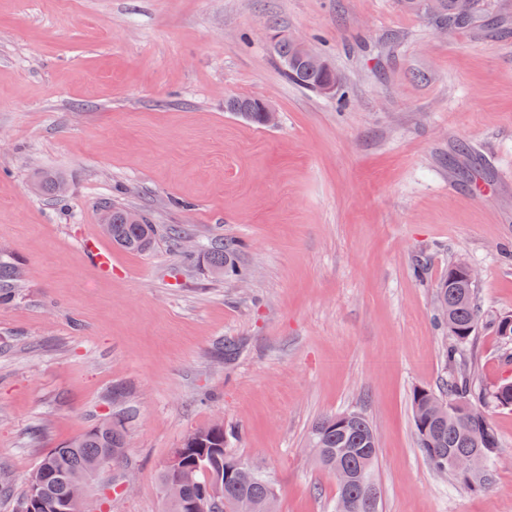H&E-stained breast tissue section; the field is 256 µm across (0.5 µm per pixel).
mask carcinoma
<instances>
[{
  "label": "carcinoma",
  "mask_w": 512,
  "mask_h": 512,
  "mask_svg": "<svg viewBox=\"0 0 512 512\" xmlns=\"http://www.w3.org/2000/svg\"><path fill=\"white\" fill-rule=\"evenodd\" d=\"M443 8L434 14L437 22L448 27H468L479 21L482 0H472L471 15L457 17L455 0H442ZM275 53L285 77L308 90L319 91L336 73L309 69L300 60L295 46L279 42ZM260 100L250 96H235L224 103L231 112L258 126L262 115ZM132 209L108 206L104 210V227L112 244L127 251L144 253L155 243L154 225L148 216L139 213V223L127 222ZM239 244L235 240L213 243L208 251L211 268L216 272L233 270L238 264ZM21 269L13 263H0V306L12 300L13 285ZM436 298L443 302L437 321L446 329L450 343L446 348L448 365L455 368L439 393L424 388L412 392V417L418 447L439 473L450 474L461 484L473 489L489 487L487 466L496 457L499 440L488 420L492 406L512 407V381H506L491 391L478 390L470 371L460 370L461 356L473 343L482 315L476 303L475 284L468 281L465 264L456 261L448 266V278L436 289ZM132 411L102 422L68 444L51 449L40 461L29 480L27 494L20 512L38 502L33 512H82L70 498L71 479L78 475H95L121 463L126 444V420ZM224 427L213 424L189 433L181 447L174 450L180 456L182 476L179 497L164 498V512H188L189 506L209 504L208 512H224V506L239 502L247 504V512H266V504L276 498V490L255 466L256 476L241 481L232 475L236 457L224 448ZM309 443L317 463L327 473L349 474L339 484L337 500L350 504L349 512H380V496L374 482L378 459V441L373 426L361 411H346L319 419L311 428ZM473 453L469 474L456 470L453 457Z\"/></svg>",
  "instance_id": "obj_1"
}]
</instances>
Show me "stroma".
I'll return each instance as SVG.
<instances>
[{"label": "stroma", "instance_id": "obj_1", "mask_svg": "<svg viewBox=\"0 0 512 512\" xmlns=\"http://www.w3.org/2000/svg\"><path fill=\"white\" fill-rule=\"evenodd\" d=\"M487 7L444 32L402 0H0V261L24 270L0 306V512L121 403L138 412L125 457L85 512H162L160 468L214 421L264 466L277 512H335L309 432L348 410L376 431L382 512H512V408L489 413L491 484L471 492L429 464L410 402L450 376L434 304L449 264L477 270L484 318L512 314V0ZM277 31L328 58L341 90L288 81ZM235 95L278 124L226 112ZM44 172L63 196L37 190ZM115 203L150 212L151 252L102 233ZM219 237L243 243L248 280L210 269ZM511 352L482 330L476 384L512 380ZM261 100L259 98L250 96H235L228 98L224 103L226 112H232L249 122H252L258 126H264L262 123V112L263 122L266 126H274L278 121V114L274 107L268 103L263 102L260 112L258 111ZM246 111V112H241ZM265 127V126H264Z\"/></svg>", "mask_w": 512, "mask_h": 512}]
</instances>
